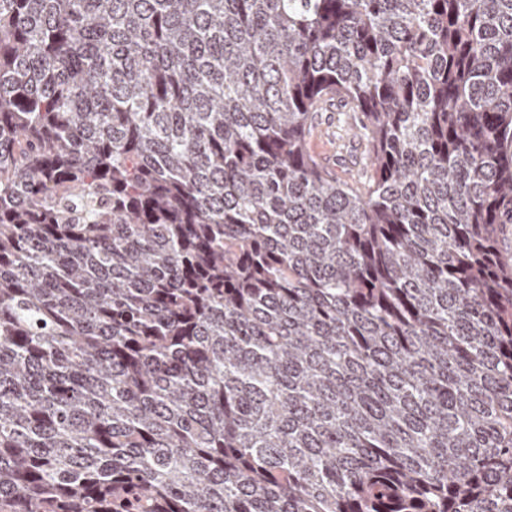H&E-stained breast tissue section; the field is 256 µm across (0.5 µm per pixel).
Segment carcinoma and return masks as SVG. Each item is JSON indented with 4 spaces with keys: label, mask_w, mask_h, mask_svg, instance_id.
<instances>
[{
    "label": "carcinoma",
    "mask_w": 512,
    "mask_h": 512,
    "mask_svg": "<svg viewBox=\"0 0 512 512\" xmlns=\"http://www.w3.org/2000/svg\"><path fill=\"white\" fill-rule=\"evenodd\" d=\"M505 224L512 0H0V512H512ZM343 111L342 103L334 99L314 114L309 149L321 166L337 180L363 182L369 145L363 139L346 135L345 128L353 122L354 113Z\"/></svg>",
    "instance_id": "1"
}]
</instances>
